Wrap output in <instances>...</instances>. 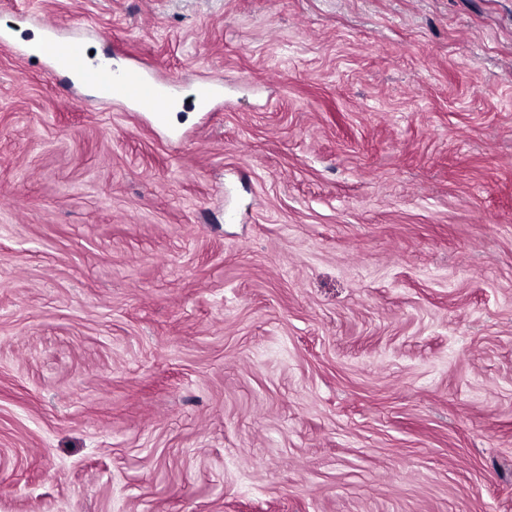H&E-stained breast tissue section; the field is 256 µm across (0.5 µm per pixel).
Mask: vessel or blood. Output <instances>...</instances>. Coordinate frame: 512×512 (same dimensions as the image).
<instances>
[{
	"mask_svg": "<svg viewBox=\"0 0 512 512\" xmlns=\"http://www.w3.org/2000/svg\"><path fill=\"white\" fill-rule=\"evenodd\" d=\"M41 53L54 67L92 89L98 96L107 99H125L140 111L163 119L176 103L174 96L163 90L147 72L130 66L117 71L93 66L80 39L63 38L53 30H46L42 37Z\"/></svg>",
	"mask_w": 512,
	"mask_h": 512,
	"instance_id": "b4317fda",
	"label": "vessel or blood"
}]
</instances>
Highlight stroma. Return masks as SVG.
I'll use <instances>...</instances> for the list:
<instances>
[{"instance_id":"35a3bbf8","label":"stroma","mask_w":512,"mask_h":512,"mask_svg":"<svg viewBox=\"0 0 512 512\" xmlns=\"http://www.w3.org/2000/svg\"><path fill=\"white\" fill-rule=\"evenodd\" d=\"M18 14L0 512H512V0ZM49 26L178 85L166 134Z\"/></svg>"}]
</instances>
